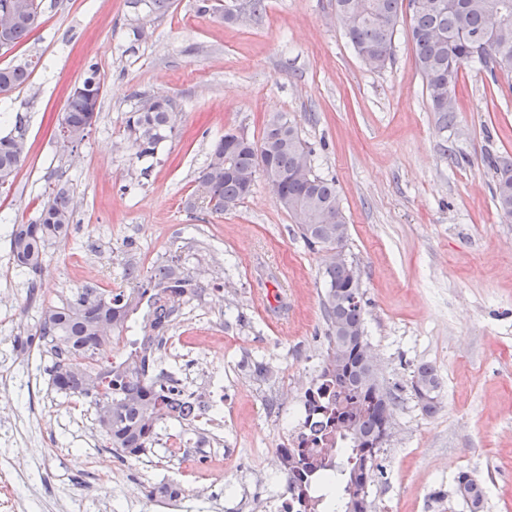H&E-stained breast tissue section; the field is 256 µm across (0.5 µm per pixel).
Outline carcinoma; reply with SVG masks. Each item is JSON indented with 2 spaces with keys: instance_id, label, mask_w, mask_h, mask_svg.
I'll use <instances>...</instances> for the list:
<instances>
[{
  "instance_id": "obj_1",
  "label": "carcinoma",
  "mask_w": 512,
  "mask_h": 512,
  "mask_svg": "<svg viewBox=\"0 0 512 512\" xmlns=\"http://www.w3.org/2000/svg\"><path fill=\"white\" fill-rule=\"evenodd\" d=\"M336 15H350L343 23L346 36L361 60L374 70L384 69L393 56L395 35L403 15L404 0H335ZM145 16L169 10L172 0H131ZM0 51H9L28 40L40 26L37 0H0ZM412 42L432 111L443 126L456 119L454 88L459 71L477 62L492 76L512 75V0H422L413 9ZM32 62L0 68V95L27 84ZM85 92L70 93L59 125L69 131L63 151L75 153L98 119L100 81L91 67L81 81ZM180 112L168 97H141L126 118L128 143L137 159L152 157L158 146L173 136ZM28 155L23 118L0 135V189L12 183ZM314 151L299 134L297 124L284 117L271 119L259 141L236 140L229 130L219 138L197 178V199L215 214L235 209L250 194L263 173L279 177L277 202L294 219L307 247L323 250L328 241L342 236L346 246L349 227L343 214L336 182L314 171ZM492 197L498 213L512 218V161L497 160ZM74 196L58 183L48 193L39 215L27 224H14L9 232L10 252L20 272L41 271L47 248L69 238ZM326 293L322 302L328 348L325 359L341 363L332 374L321 369L304 393L308 415L315 425L303 423L288 446L279 450V469L286 476L292 502L287 512H369L371 502L350 507L349 481L361 454L377 460L376 442L386 417L395 413L398 396L368 367L361 346L365 334L363 293L351 282L343 264L324 265ZM126 275L136 281L134 296L120 291L104 295L84 288L66 305L42 310L35 334L17 342L25 351L34 341L51 345L56 361L52 383L63 393L90 397L99 426L112 448L126 457H137L153 447L158 429L168 421L165 403L169 386L152 376L128 340L124 355L91 374L75 359L94 354L105 337L128 329L129 316L146 302L144 327L156 329L186 299L196 280L181 270L178 260L143 274L131 263ZM422 388L427 398L422 410L433 413L441 382L433 366L423 363L413 372L411 389ZM455 493L469 512H483L485 488L467 471L455 478Z\"/></svg>"
}]
</instances>
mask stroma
I'll list each match as a JSON object with an SVG mask.
<instances>
[{
    "instance_id": "stroma-1",
    "label": "stroma",
    "mask_w": 512,
    "mask_h": 512,
    "mask_svg": "<svg viewBox=\"0 0 512 512\" xmlns=\"http://www.w3.org/2000/svg\"><path fill=\"white\" fill-rule=\"evenodd\" d=\"M194 3L175 0L138 40L127 0H40V28L0 52V67L37 62L27 85L0 96V134L23 118L29 147L0 192V394L11 407L0 419V500L15 512H156L147 491L182 470L160 440L139 457L113 456L94 409L54 388L53 355L15 348L18 321L37 328L42 307L87 287L81 258L95 251V286L108 292L131 290L130 263L146 272L175 256L192 275L209 263L204 301L168 326L172 336L224 339V436L198 451L224 465L195 494L194 512H269L282 482V423L326 355L324 257L264 179L221 215L188 202L224 131L258 140L284 114L314 148L316 173L336 181L367 338L398 396L397 427L368 487L371 512H469L453 493L462 470L484 484V512H512V219L495 208L487 164L512 158V80L465 66L457 118L444 127L407 26L391 63L373 70L339 26L335 0H266L260 16L231 21L197 14ZM91 66L99 119L72 157L57 128ZM142 96L176 100L182 120L140 161L125 120ZM60 180L77 201L69 239L48 247L36 280L6 270L11 226L33 220ZM257 361L265 376L253 374ZM422 363L441 381L431 414L411 391ZM28 448L45 454L14 468ZM105 454L112 468L100 478L93 470Z\"/></svg>"
}]
</instances>
